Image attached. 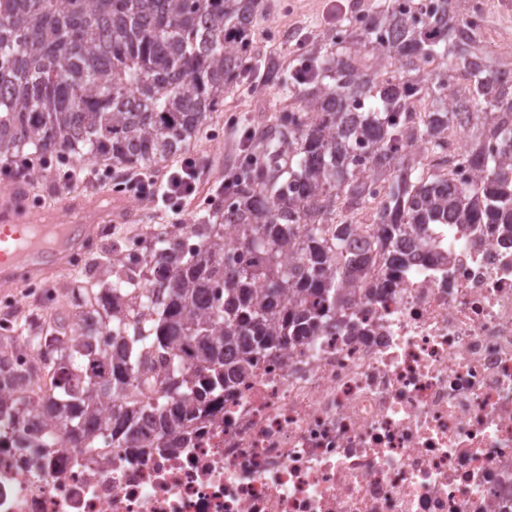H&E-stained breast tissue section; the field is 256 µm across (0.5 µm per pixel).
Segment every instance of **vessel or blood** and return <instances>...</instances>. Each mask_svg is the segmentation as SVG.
<instances>
[{
    "instance_id": "vessel-or-blood-1",
    "label": "vessel or blood",
    "mask_w": 512,
    "mask_h": 512,
    "mask_svg": "<svg viewBox=\"0 0 512 512\" xmlns=\"http://www.w3.org/2000/svg\"><path fill=\"white\" fill-rule=\"evenodd\" d=\"M25 191L11 188L0 194V286L10 287L25 276L40 278L67 264L70 256L85 245L101 214L110 222L129 224L136 214L118 202L99 207L83 198L67 199L66 207L82 215L78 224L63 220L48 222L45 214L23 207Z\"/></svg>"
}]
</instances>
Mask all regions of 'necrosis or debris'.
Segmentation results:
<instances>
[{
	"label": "necrosis or debris",
	"instance_id": "1",
	"mask_svg": "<svg viewBox=\"0 0 512 512\" xmlns=\"http://www.w3.org/2000/svg\"><path fill=\"white\" fill-rule=\"evenodd\" d=\"M173 450L0 448V512H512V240L437 224Z\"/></svg>",
	"mask_w": 512,
	"mask_h": 512
}]
</instances>
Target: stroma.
Segmentation results:
<instances>
[{
    "mask_svg": "<svg viewBox=\"0 0 512 512\" xmlns=\"http://www.w3.org/2000/svg\"><path fill=\"white\" fill-rule=\"evenodd\" d=\"M352 0H258L254 55L263 67L285 71L296 68L299 51H310L338 29ZM483 33L492 46L512 50V0H482ZM288 104L287 89L265 83L261 69H249L240 84L224 95V105L213 113L209 130L191 150L201 160L199 194L181 209L162 199L138 207L141 226L185 224L207 208L215 190L235 171L244 155L250 131L262 128L270 116Z\"/></svg>",
    "mask_w": 512,
    "mask_h": 512,
    "instance_id": "35a3bbf8",
    "label": "stroma"
}]
</instances>
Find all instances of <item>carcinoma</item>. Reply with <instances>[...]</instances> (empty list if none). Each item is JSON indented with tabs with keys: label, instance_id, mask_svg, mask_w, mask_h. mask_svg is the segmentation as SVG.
I'll list each match as a JSON object with an SVG mask.
<instances>
[{
	"label": "carcinoma",
	"instance_id": "carcinoma-1",
	"mask_svg": "<svg viewBox=\"0 0 512 512\" xmlns=\"http://www.w3.org/2000/svg\"><path fill=\"white\" fill-rule=\"evenodd\" d=\"M373 0L368 24L265 72L294 103L250 136L220 199L82 269L55 317L25 312L0 344V428L37 453L175 447L251 362L315 335L431 224L512 227V51L482 37L471 0ZM257 0H0V164L52 158L150 165L184 154L253 60ZM460 95L417 112L414 102ZM477 175L456 184L448 132ZM424 136V164L409 144ZM380 183L377 201L370 184ZM43 354L36 381L8 355ZM161 386L141 404L142 386ZM41 407L31 410L27 393Z\"/></svg>",
	"mask_w": 512,
	"mask_h": 512
}]
</instances>
